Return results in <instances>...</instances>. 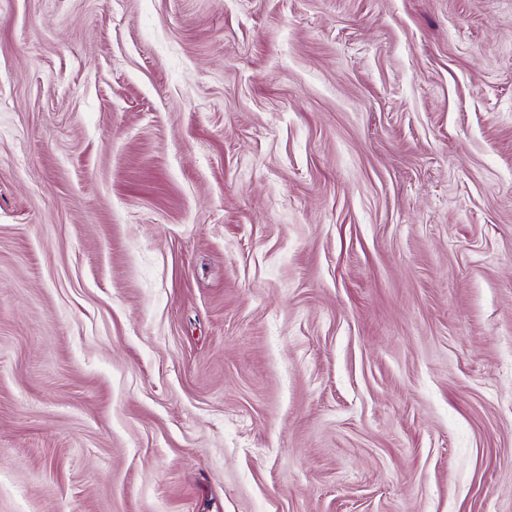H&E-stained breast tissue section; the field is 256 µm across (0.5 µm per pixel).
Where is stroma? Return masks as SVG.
I'll return each mask as SVG.
<instances>
[{
	"mask_svg": "<svg viewBox=\"0 0 512 512\" xmlns=\"http://www.w3.org/2000/svg\"><path fill=\"white\" fill-rule=\"evenodd\" d=\"M0 512H512V0H0Z\"/></svg>",
	"mask_w": 512,
	"mask_h": 512,
	"instance_id": "35a3bbf8",
	"label": "stroma"
}]
</instances>
